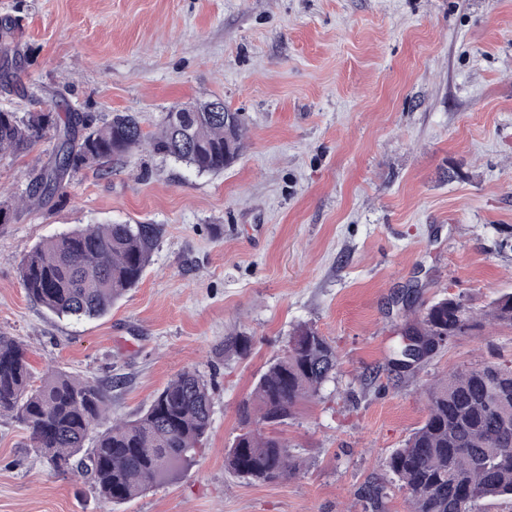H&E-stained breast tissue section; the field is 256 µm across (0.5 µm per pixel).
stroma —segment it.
I'll return each instance as SVG.
<instances>
[{"mask_svg": "<svg viewBox=\"0 0 512 512\" xmlns=\"http://www.w3.org/2000/svg\"><path fill=\"white\" fill-rule=\"evenodd\" d=\"M4 24L21 60L0 109L131 112L150 134L171 106L217 97L246 133L223 173L137 149L0 224V333L36 376L99 385L113 419L186 370L213 396L192 461L116 504L0 417V512H409L384 462L425 420L424 386L512 362V329L482 319L512 293V0H0ZM53 149L0 156V189L21 194ZM137 223L162 236L106 317L27 296L36 245ZM444 297L480 326L413 374L387 370L408 312ZM301 324L333 343L336 376L281 428L299 474L244 480L224 467L239 405Z\"/></svg>", "mask_w": 512, "mask_h": 512, "instance_id": "35a3bbf8", "label": "stroma"}]
</instances>
